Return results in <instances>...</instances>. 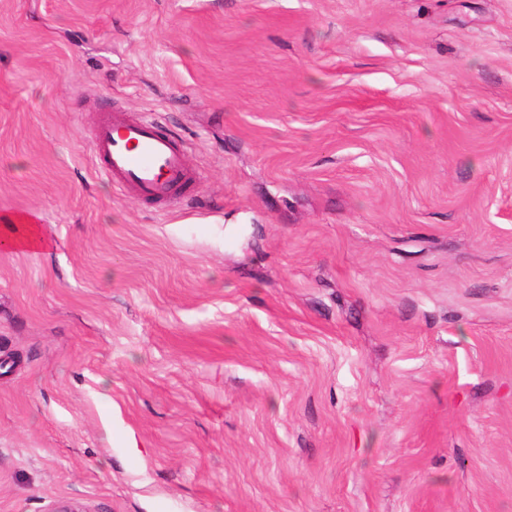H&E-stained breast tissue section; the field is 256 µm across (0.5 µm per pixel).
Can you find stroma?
<instances>
[{"label":"stroma","instance_id":"1","mask_svg":"<svg viewBox=\"0 0 512 512\" xmlns=\"http://www.w3.org/2000/svg\"><path fill=\"white\" fill-rule=\"evenodd\" d=\"M5 213L0 512H512V0H0ZM94 131L101 168L124 192L149 201H171L193 176L178 142L156 121L136 120L112 111ZM0 248L5 251L27 249L41 250L45 240L38 224L26 216L4 214L0 217Z\"/></svg>","mask_w":512,"mask_h":512}]
</instances>
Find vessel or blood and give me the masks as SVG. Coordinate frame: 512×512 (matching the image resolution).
Listing matches in <instances>:
<instances>
[{
	"mask_svg": "<svg viewBox=\"0 0 512 512\" xmlns=\"http://www.w3.org/2000/svg\"><path fill=\"white\" fill-rule=\"evenodd\" d=\"M94 147L104 172L124 192L149 201L172 200L193 176L177 141L157 122L136 120L120 111L101 119Z\"/></svg>",
	"mask_w": 512,
	"mask_h": 512,
	"instance_id": "obj_1",
	"label": "vessel or blood"
}]
</instances>
